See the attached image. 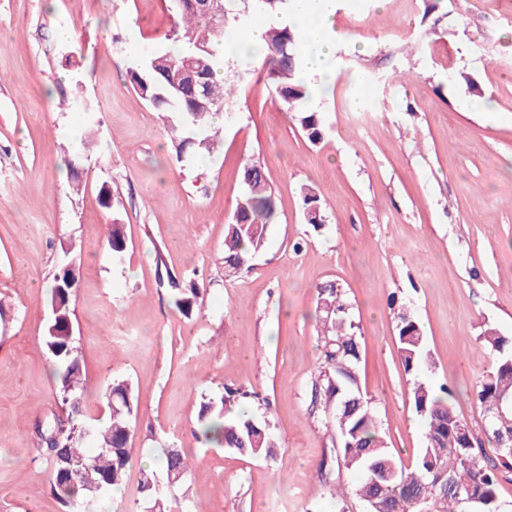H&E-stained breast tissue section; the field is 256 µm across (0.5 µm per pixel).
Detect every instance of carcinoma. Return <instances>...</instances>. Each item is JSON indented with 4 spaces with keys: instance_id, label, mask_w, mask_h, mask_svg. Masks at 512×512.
Segmentation results:
<instances>
[{
    "instance_id": "cac0c4a2",
    "label": "carcinoma",
    "mask_w": 512,
    "mask_h": 512,
    "mask_svg": "<svg viewBox=\"0 0 512 512\" xmlns=\"http://www.w3.org/2000/svg\"><path fill=\"white\" fill-rule=\"evenodd\" d=\"M289 0H223L224 32L241 30L269 14L288 13ZM181 22L166 35L167 45L144 55L128 75L137 98L151 106L166 126L176 157L187 150L211 153L218 132L209 130V118L224 110L235 86L224 77L225 59L218 56L221 44L211 18L191 5L175 2ZM267 51L257 82L275 89L285 112L312 143L323 138L319 113L309 107L312 93L301 77L304 61L299 33L290 25L271 28L265 34ZM243 185L232 219L225 226L224 270L236 274L266 243L267 225L275 217L277 197L260 162H244ZM302 214L306 224L318 231L328 222L319 198L301 190ZM102 205L112 209L106 242L114 255L127 249L124 224L120 222L112 189L101 186ZM67 279L76 280L71 270L55 279L51 298L59 299L51 315L44 345L52 359L58 381L63 415L37 424L39 444L46 445L52 473V491L68 512H87L95 499L121 485L132 461L129 440L132 418L137 411L131 384L114 379L104 398L109 425L100 429L85 417V384L74 338L65 333L72 321L70 291L60 289ZM317 308L324 313L320 332V390L332 410L331 424L340 438L339 463L358 476L354 494L371 512H501L497 487L501 469H512V450L499 447L512 435V338L492 327L484 329L479 342L495 357L494 371L477 387L475 399L483 410H491L488 441L492 453L476 447L473 436L462 432L464 424L450 401L447 388L423 379L434 364L427 349L421 324L410 314L398 313V339L404 371L413 377L412 402L424 427L426 444L409 465L390 448L381 432L371 399L360 379L361 331L351 304L334 284L317 288ZM247 394L239 389L225 391L218 400L201 405L199 442L213 444L247 457H271L278 442L268 424L246 410L234 414L231 407ZM85 462L90 476H68L71 460ZM169 484L178 485L191 475L189 456L169 446L160 459ZM140 493L151 503L150 512H173L165 506L154 474L145 471Z\"/></svg>"
}]
</instances>
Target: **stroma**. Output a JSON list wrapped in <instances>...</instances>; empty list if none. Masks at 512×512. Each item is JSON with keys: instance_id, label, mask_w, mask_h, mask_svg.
<instances>
[{"instance_id": "1", "label": "stroma", "mask_w": 512, "mask_h": 512, "mask_svg": "<svg viewBox=\"0 0 512 512\" xmlns=\"http://www.w3.org/2000/svg\"><path fill=\"white\" fill-rule=\"evenodd\" d=\"M175 20L169 0H0V512H67L34 428L58 410L43 335L69 264L86 417L105 416L115 379L138 401L134 462L99 512H147L148 467L192 512H331L339 486L344 512H365L314 394L315 288L335 283L350 301L362 386L404 463L425 439L398 352L402 312L424 328L431 381L485 441L473 391L494 359L478 337L488 323L512 337V0H337L336 80L310 102L322 140L257 85V61L237 57L227 75L240 92L210 122L220 151L181 161L127 77ZM463 74L483 98L464 93ZM251 158L278 214L249 269L228 278L224 230ZM104 185L127 236L118 257ZM305 187L328 216L318 232L303 222ZM193 287L204 306L185 316L173 294ZM239 386L281 443L274 458L192 436L204 400ZM168 444L193 462L176 488L157 467Z\"/></svg>"}]
</instances>
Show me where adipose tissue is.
I'll use <instances>...</instances> for the list:
<instances>
[{"label": "adipose tissue", "mask_w": 512, "mask_h": 512, "mask_svg": "<svg viewBox=\"0 0 512 512\" xmlns=\"http://www.w3.org/2000/svg\"><path fill=\"white\" fill-rule=\"evenodd\" d=\"M336 12V0H291L287 16L270 15L246 31L237 44L245 56L259 59L265 53L263 35L267 28L281 25L290 19L300 25L308 47L302 70L304 80L312 82L313 93L325 92L335 80L331 58L335 50L333 39L325 35L324 26Z\"/></svg>", "instance_id": "ef3b65f1"}]
</instances>
